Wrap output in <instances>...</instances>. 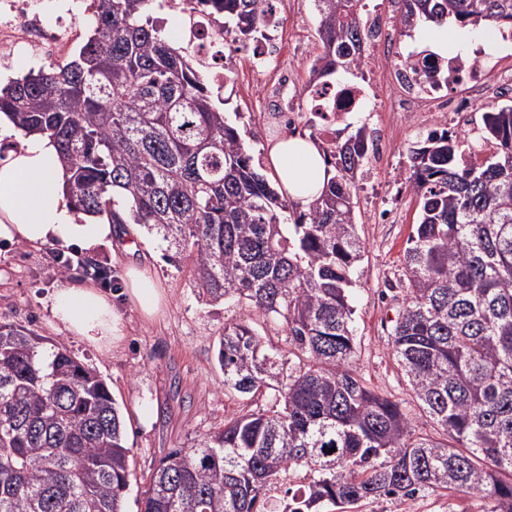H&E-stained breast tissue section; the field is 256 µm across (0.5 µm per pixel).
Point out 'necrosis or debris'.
<instances>
[{
  "instance_id": "obj_1",
  "label": "necrosis or debris",
  "mask_w": 512,
  "mask_h": 512,
  "mask_svg": "<svg viewBox=\"0 0 512 512\" xmlns=\"http://www.w3.org/2000/svg\"><path fill=\"white\" fill-rule=\"evenodd\" d=\"M173 8L182 14L184 28L194 34L195 51L209 82L223 87L224 62L237 55L238 44L225 42L223 27L199 0H175ZM284 8L285 0H265L258 34L247 45L249 67L258 75L276 68L274 81L264 85L262 94L275 103L281 120H289L295 112L297 98L309 101L316 131L331 152L336 149L337 124L373 98L379 100L386 112H412L425 101L452 112L477 111L473 94L486 92L498 66L493 59L447 58L424 48L408 54L405 64L393 68V89L385 97L366 72L359 81L338 84L314 75L300 86L291 70L278 65L282 53L289 49L281 37ZM71 33V27L62 23L49 26L36 0H0V60L10 61L23 47L48 58L55 57Z\"/></svg>"
}]
</instances>
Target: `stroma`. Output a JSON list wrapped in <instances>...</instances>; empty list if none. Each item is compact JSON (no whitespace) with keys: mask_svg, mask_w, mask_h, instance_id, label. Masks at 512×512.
<instances>
[{"mask_svg":"<svg viewBox=\"0 0 512 512\" xmlns=\"http://www.w3.org/2000/svg\"><path fill=\"white\" fill-rule=\"evenodd\" d=\"M283 26L294 47L288 64L298 82H305V57L320 49L314 0H287ZM259 91L258 78L250 75L241 57L218 95L226 100L225 112L236 115L247 145L259 154L267 173L271 138L258 110ZM484 118L481 112H437L428 102L415 112H377L368 104L339 129L344 140L362 125L380 129L391 143L387 157L366 161L356 174L357 222L365 246L351 290L357 367L371 389L400 402L417 430L429 435L435 434L436 426L421 415L391 355L393 325L405 301L404 251L418 221V201L409 185V149L425 138L432 124L446 125L459 135L483 128ZM167 255L166 242L145 230L132 251L126 250L124 238L117 233L109 244L90 250L54 241L37 247L0 241V322L22 324L63 343L107 382L124 414L127 446L141 476L168 449L189 445L243 408V400L224 391L217 348L226 325L256 323L255 312L246 305L210 306L198 299L187 265L169 261ZM58 256L96 260L110 270L116 292L122 289L129 267L147 269L155 284L165 289L168 305L158 319L149 322L131 304L119 303L123 338L112 351H98L68 334L53 317L51 293L84 280L75 270L61 274L54 262ZM144 401L153 405V423L148 428L141 425L136 412ZM484 507L480 498L440 492L367 501L356 512H483Z\"/></svg>","mask_w":512,"mask_h":512,"instance_id":"1","label":"stroma"}]
</instances>
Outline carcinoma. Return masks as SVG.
<instances>
[{
	"label": "carcinoma",
	"instance_id": "carcinoma-1",
	"mask_svg": "<svg viewBox=\"0 0 512 512\" xmlns=\"http://www.w3.org/2000/svg\"><path fill=\"white\" fill-rule=\"evenodd\" d=\"M154 0H93L78 53L0 86V112L50 137L75 206L142 224L190 262L207 301L235 299L279 325L288 351L226 325L224 390L270 399L171 449L139 512H277L267 487L306 472L283 512H347L365 500L449 491L512 512V104L485 117L496 152L457 163L458 140L410 150L420 219L404 253L406 298L392 355L438 428L417 433L399 402L355 367L356 172L364 128L336 144L307 205L258 172L190 47L147 15ZM224 33L247 39L264 0H204ZM402 27H512V0H402ZM320 76L356 69L363 0H315ZM0 324V512H124L135 477L124 415L107 383L60 343ZM336 451L329 452L330 448Z\"/></svg>",
	"mask_w": 512,
	"mask_h": 512
}]
</instances>
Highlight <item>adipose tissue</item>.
<instances>
[{
    "label": "adipose tissue",
    "instance_id": "obj_1",
    "mask_svg": "<svg viewBox=\"0 0 512 512\" xmlns=\"http://www.w3.org/2000/svg\"><path fill=\"white\" fill-rule=\"evenodd\" d=\"M16 144L0 159V240L39 246L48 241L94 248L112 233L108 224L78 212L63 193L65 172L55 143L29 134L0 115V137ZM272 175L292 198L309 204L324 185L325 164L308 136L287 134L269 150ZM125 294L146 318L157 316L165 294L145 271L128 270ZM52 312L64 330L101 350L122 338L121 317L111 297L89 283L57 289Z\"/></svg>",
    "mask_w": 512,
    "mask_h": 512
}]
</instances>
